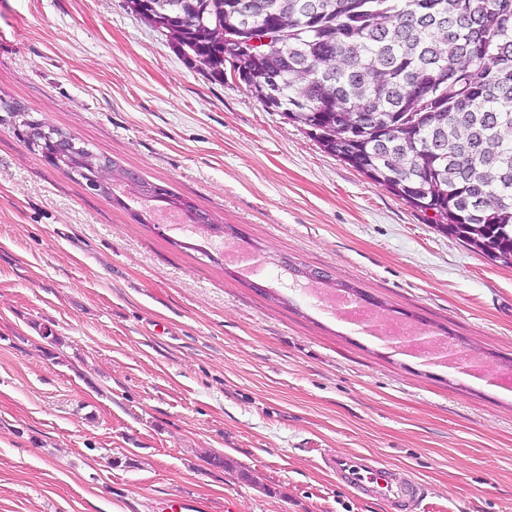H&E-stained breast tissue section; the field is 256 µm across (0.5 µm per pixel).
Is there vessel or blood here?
Masks as SVG:
<instances>
[{
  "mask_svg": "<svg viewBox=\"0 0 512 512\" xmlns=\"http://www.w3.org/2000/svg\"><path fill=\"white\" fill-rule=\"evenodd\" d=\"M337 480L387 504L389 512H420L424 485L403 470L380 466L359 453L339 452L327 460Z\"/></svg>",
  "mask_w": 512,
  "mask_h": 512,
  "instance_id": "vessel-or-blood-1",
  "label": "vessel or blood"
}]
</instances>
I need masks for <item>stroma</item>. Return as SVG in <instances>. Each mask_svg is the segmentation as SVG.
<instances>
[{"label":"stroma","instance_id":"1","mask_svg":"<svg viewBox=\"0 0 512 512\" xmlns=\"http://www.w3.org/2000/svg\"><path fill=\"white\" fill-rule=\"evenodd\" d=\"M0 93L487 369L182 247L0 125V512H386L335 451L410 471L423 512H512V270L190 68L127 0H0Z\"/></svg>","mask_w":512,"mask_h":512}]
</instances>
